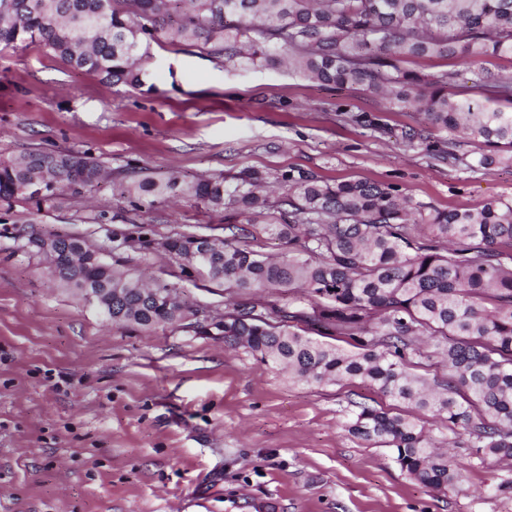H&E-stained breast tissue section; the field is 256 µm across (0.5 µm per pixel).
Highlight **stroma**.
Returning a JSON list of instances; mask_svg holds the SVG:
<instances>
[{
	"label": "stroma",
	"instance_id": "1",
	"mask_svg": "<svg viewBox=\"0 0 512 512\" xmlns=\"http://www.w3.org/2000/svg\"><path fill=\"white\" fill-rule=\"evenodd\" d=\"M408 67L453 72L452 92L512 79L506 58ZM141 69L135 90L36 42L0 47V157L73 151L108 169L35 217L23 201H0V512H512V460L473 457L463 428L422 417L466 469L460 486L431 490L389 449L345 428L351 402L385 397L359 382H298L246 347L225 346V313L296 304L301 294L182 275L162 240L223 235L224 213L192 199L135 209L117 191L134 171L193 181L291 170L477 209L512 199V164H449L447 134L403 139L420 113L283 65L228 68L200 44L162 39ZM138 224L152 244L126 243ZM37 232L82 236L122 270L176 283L192 314L152 330L112 325L55 281L44 257L18 250Z\"/></svg>",
	"mask_w": 512,
	"mask_h": 512
}]
</instances>
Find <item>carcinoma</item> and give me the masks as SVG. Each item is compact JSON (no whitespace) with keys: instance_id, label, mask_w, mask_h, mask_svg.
<instances>
[{"instance_id":"obj_1","label":"carcinoma","mask_w":512,"mask_h":512,"mask_svg":"<svg viewBox=\"0 0 512 512\" xmlns=\"http://www.w3.org/2000/svg\"><path fill=\"white\" fill-rule=\"evenodd\" d=\"M210 47L228 66L288 59L299 73L338 88L382 94L423 113L425 126L402 133L427 141L448 133V161L472 170L512 164V110L472 96H448V72L403 66L435 56L472 61L512 58V0H0V44L38 42L64 63L112 84L142 85L138 64L151 42ZM479 143L469 158L455 152ZM103 165L86 153L34 150L0 159V200L20 199L42 212L67 192L98 183ZM56 187L36 197L34 179ZM264 177L224 175L185 181L176 175L132 178L121 195L139 208L172 196L232 211L288 243L276 259L254 249L245 230L224 225V250L204 277L239 291L292 293L306 301L257 306L224 316V344H243L295 380L323 385L359 379L396 402L463 427L476 458H512V200L477 210L440 209L389 185L330 183L285 170V193H261ZM429 233L414 236L410 224ZM194 239L166 237L182 259ZM51 275L66 288L112 289V323L149 330L174 324L188 308L167 280L145 286L95 249L62 242ZM344 338L345 350L317 340ZM438 358L442 376L422 374ZM346 422L358 438L385 447L411 479L448 490L464 474L408 414L351 402Z\"/></svg>"}]
</instances>
